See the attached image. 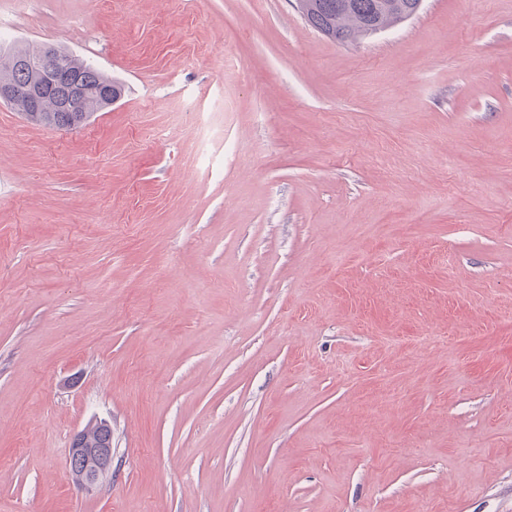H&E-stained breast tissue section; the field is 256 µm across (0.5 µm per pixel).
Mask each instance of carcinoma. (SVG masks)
I'll return each instance as SVG.
<instances>
[{
    "label": "carcinoma",
    "instance_id": "cac0c4a2",
    "mask_svg": "<svg viewBox=\"0 0 512 512\" xmlns=\"http://www.w3.org/2000/svg\"><path fill=\"white\" fill-rule=\"evenodd\" d=\"M297 4L309 26L334 41L350 43L412 17L420 7V0H297ZM71 62L72 82L79 86L87 82L110 84L116 96H121L119 82L101 74L93 63L75 57ZM84 107L83 112H39L27 121L57 129L74 122L88 123L105 109V105L96 100L84 101ZM83 439L97 446L109 441V435L106 427L96 421L83 428Z\"/></svg>",
    "mask_w": 512,
    "mask_h": 512
}]
</instances>
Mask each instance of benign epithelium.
<instances>
[{"mask_svg": "<svg viewBox=\"0 0 512 512\" xmlns=\"http://www.w3.org/2000/svg\"><path fill=\"white\" fill-rule=\"evenodd\" d=\"M14 68L22 71L26 79L22 86L0 85V101L8 102L22 92L30 101V111L44 112L42 105L45 89L66 77L70 70V58L46 47L30 58L17 57L9 60ZM69 467L76 484L90 492L100 479L112 469V448H86L82 440V432L74 436L69 451Z\"/></svg>", "mask_w": 512, "mask_h": 512, "instance_id": "7a95c632", "label": "benign epithelium"}]
</instances>
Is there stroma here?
<instances>
[{
    "label": "stroma",
    "mask_w": 512,
    "mask_h": 512,
    "mask_svg": "<svg viewBox=\"0 0 512 512\" xmlns=\"http://www.w3.org/2000/svg\"><path fill=\"white\" fill-rule=\"evenodd\" d=\"M0 23L124 85L77 131L0 103V512H512V0ZM421 0H297L309 26L340 43L388 29L412 17ZM105 430L106 427L98 421L89 423L82 430L83 440L94 446L104 445L109 442V435ZM82 432L79 431L74 436L69 451V467L76 484L90 492L112 469V444L108 448H84Z\"/></svg>",
    "instance_id": "1"
}]
</instances>
